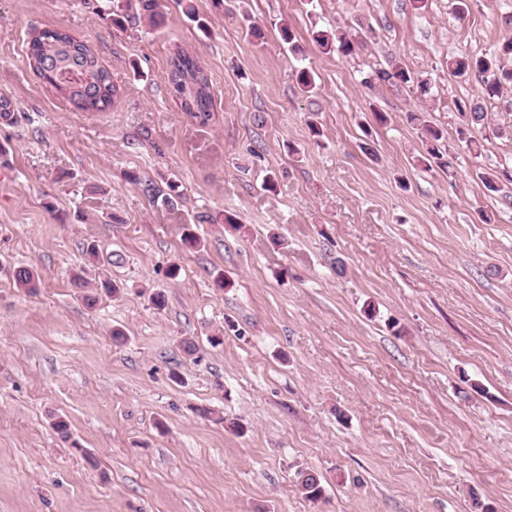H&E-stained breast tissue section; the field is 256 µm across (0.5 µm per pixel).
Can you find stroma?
<instances>
[{
  "label": "stroma",
  "instance_id": "stroma-1",
  "mask_svg": "<svg viewBox=\"0 0 512 512\" xmlns=\"http://www.w3.org/2000/svg\"><path fill=\"white\" fill-rule=\"evenodd\" d=\"M192 2L206 30L181 0H163L161 26L124 30L104 0H0V96L14 108L0 119V512H512V203L481 180L512 160L496 135L512 105L484 102L474 155L454 101L479 83L448 72L512 38V0H467L462 16L457 0ZM33 28L91 45L120 90L109 111L78 110L39 78ZM336 28L356 35L355 55L312 38ZM177 45L212 80L206 124L170 93ZM393 57L431 82L428 100L363 85ZM302 67L318 75L310 97ZM410 112L444 132L447 167L414 165ZM131 172L178 177L183 200L151 204ZM224 212L237 226L207 223ZM189 228L202 248L183 244ZM91 244L111 262L86 267L81 289L71 275ZM17 266L38 270L36 295L16 287ZM107 277L120 292L87 307L84 289ZM300 471L321 475L324 501L305 499Z\"/></svg>",
  "mask_w": 512,
  "mask_h": 512
}]
</instances>
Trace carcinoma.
<instances>
[{"label": "carcinoma", "mask_w": 512, "mask_h": 512, "mask_svg": "<svg viewBox=\"0 0 512 512\" xmlns=\"http://www.w3.org/2000/svg\"><path fill=\"white\" fill-rule=\"evenodd\" d=\"M112 23L117 27L125 24L147 23L153 27L163 21L160 0H109ZM314 40L326 53L338 52L344 56L355 52L356 45L344 32L319 30ZM30 64L40 77L60 96L82 111L104 112L115 102L118 95L108 69L91 50L86 42L77 40L61 29H33L26 42ZM512 56V39L503 42L499 54L491 57L461 54L448 59V70L457 75L473 73L480 77L478 98L494 99L503 96L505 86L512 84V70H506L500 58ZM168 78L173 95L180 100L182 111L205 124L213 112L211 79L207 70L197 58L178 47L168 59ZM300 90L311 94L316 89L315 72L301 68L296 72ZM363 83L372 88L377 84H390L408 87L422 96L430 94L431 84L409 72L397 59H391L384 67H372L363 78ZM455 107L462 118L459 135L472 144L470 134L487 124L488 114L482 105L474 101L458 99ZM425 152L417 156V161L426 169L432 165H444L437 143L442 132L434 126L423 123ZM128 179L142 187L143 193L154 203L173 207L182 197L181 184L176 179L166 182L161 188L151 180H142L134 174ZM486 188L491 192L501 191L504 183L512 184V164H504L499 169L483 175ZM15 285L33 292L39 282V273L29 267H19L13 273ZM297 486L311 503L325 498V488L321 477L312 472L297 473Z\"/></svg>", "instance_id": "carcinoma-1"}]
</instances>
